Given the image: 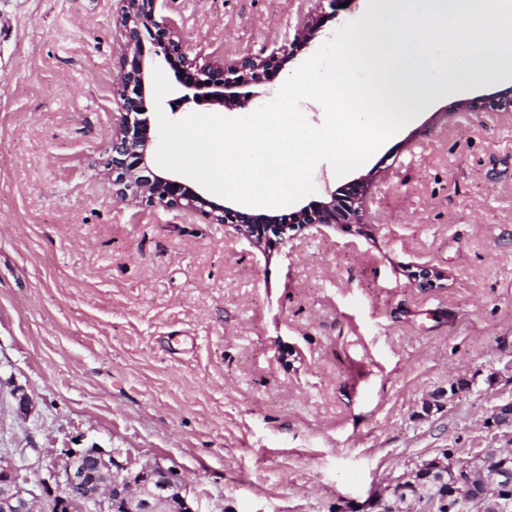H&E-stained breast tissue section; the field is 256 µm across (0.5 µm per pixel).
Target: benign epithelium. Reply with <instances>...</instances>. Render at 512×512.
I'll use <instances>...</instances> for the list:
<instances>
[{
    "label": "benign epithelium",
    "mask_w": 512,
    "mask_h": 512,
    "mask_svg": "<svg viewBox=\"0 0 512 512\" xmlns=\"http://www.w3.org/2000/svg\"><path fill=\"white\" fill-rule=\"evenodd\" d=\"M158 0H127L121 16L127 43L120 73L122 118L112 133L111 156L105 163L112 176L116 196L135 200L148 206L166 209H190L218 224H233L238 233L260 249L296 226L316 224H358L360 205L368 182L361 180L342 195L313 200L299 210L278 220L264 214H251L219 205L182 181L154 171L147 162L153 133L146 120L140 118L146 109V63L143 34H148L151 52L161 57L176 73L178 82L196 94L184 95L177 103L198 105L220 104L229 109L245 105L249 98L236 89L265 86L274 82L283 62L309 47L320 25L313 15L299 26L293 40L267 56L246 57L235 62L198 65L189 60L181 41L174 39L171 26L157 16ZM460 106L470 112H512V88L493 96L465 101ZM489 423L512 428V399L496 405ZM120 452L105 453L99 448H86L69 453L61 475L62 493L52 494L49 481L42 479L38 488L47 495L42 512H196L188 496L186 483L177 472L161 461H148L138 467L131 461L117 459ZM89 456L94 470L78 467L72 460ZM438 467H448L442 475L446 484L443 493L431 495L415 480L422 464L411 470L410 478L402 479L389 493H373L359 512H398L406 491H413L414 512H512V469L499 470L496 479L478 477V470L465 461L455 459L452 451L433 458ZM21 479L20 467L0 455V512H35L41 497Z\"/></svg>",
    "instance_id": "7a95c632"
}]
</instances>
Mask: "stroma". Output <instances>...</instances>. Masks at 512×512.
Returning <instances> with one entry per match:
<instances>
[{"mask_svg": "<svg viewBox=\"0 0 512 512\" xmlns=\"http://www.w3.org/2000/svg\"><path fill=\"white\" fill-rule=\"evenodd\" d=\"M125 0H0V454L122 449L197 512H353L420 460L512 448V113L431 100L315 198L370 178L358 224L259 249L231 224L116 198ZM362 0H159L197 64L310 57ZM440 273L423 285L421 272ZM30 409L20 413L16 394Z\"/></svg>", "mask_w": 512, "mask_h": 512, "instance_id": "obj_1", "label": "stroma"}]
</instances>
